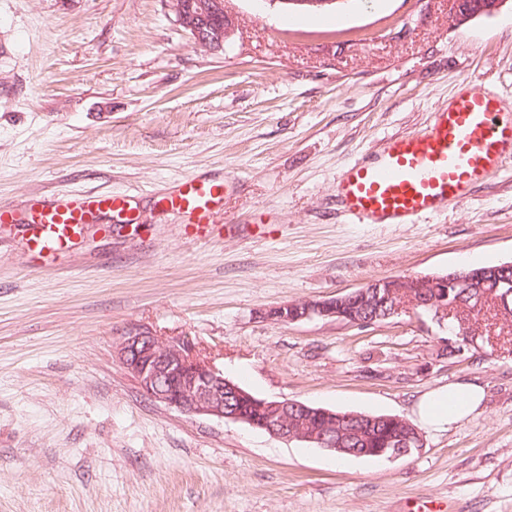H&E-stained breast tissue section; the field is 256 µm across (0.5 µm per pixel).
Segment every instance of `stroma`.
<instances>
[{
	"instance_id": "stroma-1",
	"label": "stroma",
	"mask_w": 512,
	"mask_h": 512,
	"mask_svg": "<svg viewBox=\"0 0 512 512\" xmlns=\"http://www.w3.org/2000/svg\"><path fill=\"white\" fill-rule=\"evenodd\" d=\"M229 44L196 48L167 0H0V202L119 192L51 267L0 232V512H512V344L441 353L428 316L369 326L265 310L370 281L512 261V160L410 224H353L340 173L447 107L462 83L512 104V0L288 13L224 0ZM224 178L221 236L185 239L158 198ZM141 325L187 336L254 395L392 414L395 460L287 442L150 400L113 350ZM457 383L473 413L422 425ZM481 400L479 386L458 383L426 395L418 404V412L428 425L449 427L476 409Z\"/></svg>"
}]
</instances>
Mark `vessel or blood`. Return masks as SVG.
Returning a JSON list of instances; mask_svg holds the SVG:
<instances>
[{"mask_svg": "<svg viewBox=\"0 0 512 512\" xmlns=\"http://www.w3.org/2000/svg\"><path fill=\"white\" fill-rule=\"evenodd\" d=\"M505 109L493 90L470 85L424 128L389 139L374 161L352 165L337 181L348 217L357 224H409L464 198L512 152V122L500 118ZM226 189L224 181L188 175L160 203L185 215L187 237L210 239L220 230L215 215ZM124 204V196L112 193L35 199L24 209L1 202L0 224H34L32 250L51 259L69 248L81 225Z\"/></svg>", "mask_w": 512, "mask_h": 512, "instance_id": "vessel-or-blood-1", "label": "vessel or blood"}]
</instances>
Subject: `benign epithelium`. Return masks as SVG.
<instances>
[{
  "instance_id": "7a95c632",
  "label": "benign epithelium",
  "mask_w": 512,
  "mask_h": 512,
  "mask_svg": "<svg viewBox=\"0 0 512 512\" xmlns=\"http://www.w3.org/2000/svg\"><path fill=\"white\" fill-rule=\"evenodd\" d=\"M180 25L192 36L197 47L218 50L228 43L235 25L229 16L213 25L209 19L224 9V0H168ZM503 0H482L474 10L464 9L460 0H453L454 15L465 20L494 13ZM480 283L471 303L464 304L450 297L449 289L465 288ZM481 276L465 268L446 273L417 274L375 280L363 288L342 297L292 302L271 308L267 316L282 323H297L314 317L347 321L355 325H371L402 314L431 317L440 327L448 328L456 339L448 338L442 348H458L464 343L478 346L481 332L468 329L474 313L492 304L502 313L512 312L508 295H496L497 288L483 287ZM361 306L359 313L344 312V303ZM115 353L125 369L138 380L143 392L154 402L174 408L187 415L205 416L217 420L229 419L261 429L285 441H300L315 448L360 456L367 452L386 455L391 459L408 455L410 445L422 446V438L411 424L399 416H387L384 421L403 428L401 443L394 448H348L345 425L353 418L323 408L291 400L255 398L224 372L201 359L195 343L187 336L163 341L151 330L132 326L116 346ZM258 405L265 416L256 422L243 411L244 400ZM317 423H312V418Z\"/></svg>"
}]
</instances>
